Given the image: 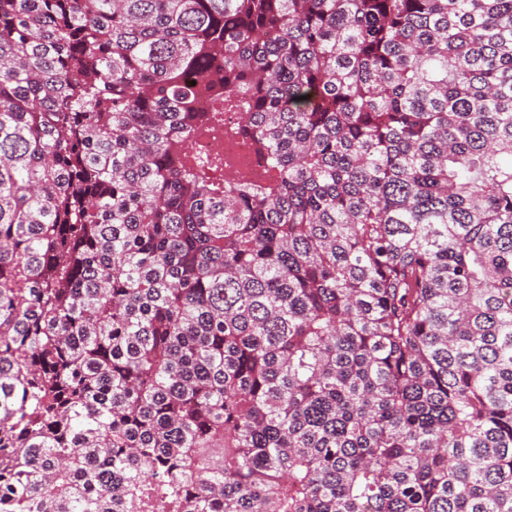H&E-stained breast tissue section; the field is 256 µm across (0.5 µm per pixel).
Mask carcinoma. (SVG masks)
<instances>
[{"instance_id": "obj_1", "label": "carcinoma", "mask_w": 512, "mask_h": 512, "mask_svg": "<svg viewBox=\"0 0 512 512\" xmlns=\"http://www.w3.org/2000/svg\"><path fill=\"white\" fill-rule=\"evenodd\" d=\"M0 512H512V0H0ZM193 148L205 154L229 157L232 165L228 172L235 179L259 181L265 178V168L256 160L252 142L245 136L223 139L196 140Z\"/></svg>"}]
</instances>
